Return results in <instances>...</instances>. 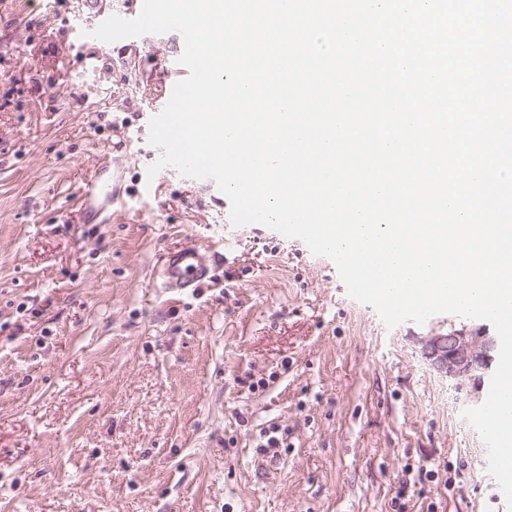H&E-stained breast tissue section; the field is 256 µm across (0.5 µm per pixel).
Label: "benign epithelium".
Wrapping results in <instances>:
<instances>
[{
  "label": "benign epithelium",
  "instance_id": "7a95c632",
  "mask_svg": "<svg viewBox=\"0 0 512 512\" xmlns=\"http://www.w3.org/2000/svg\"><path fill=\"white\" fill-rule=\"evenodd\" d=\"M429 367L458 388L476 396L484 388L499 350L495 330L477 319L432 320L429 333L416 337Z\"/></svg>",
  "mask_w": 512,
  "mask_h": 512
}]
</instances>
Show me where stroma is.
Wrapping results in <instances>:
<instances>
[{"mask_svg": "<svg viewBox=\"0 0 512 512\" xmlns=\"http://www.w3.org/2000/svg\"><path fill=\"white\" fill-rule=\"evenodd\" d=\"M102 21L0 0V512H507L425 326L386 328L217 186L148 177L181 38L100 42ZM105 166L111 218L79 223ZM186 244L215 277L172 293L157 267Z\"/></svg>", "mask_w": 512, "mask_h": 512, "instance_id": "stroma-1", "label": "stroma"}]
</instances>
